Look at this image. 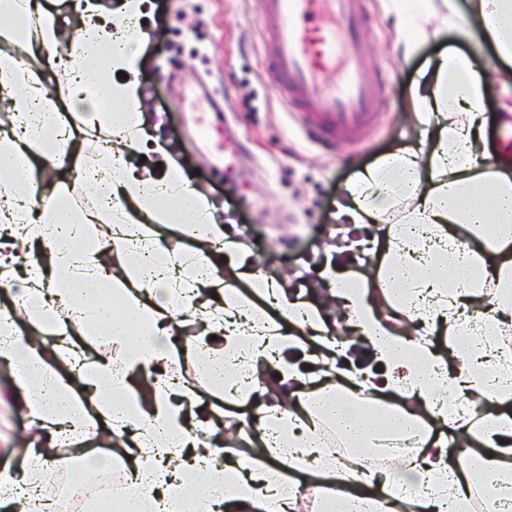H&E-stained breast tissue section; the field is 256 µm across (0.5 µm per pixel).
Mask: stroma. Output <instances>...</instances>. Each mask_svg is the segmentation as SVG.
<instances>
[{"instance_id":"obj_1","label":"stroma","mask_w":512,"mask_h":512,"mask_svg":"<svg viewBox=\"0 0 512 512\" xmlns=\"http://www.w3.org/2000/svg\"><path fill=\"white\" fill-rule=\"evenodd\" d=\"M256 0H165L149 4V39L136 43L144 121L224 214L231 237L250 259L288 278L291 292L316 306L329 335L345 333L340 310L329 301L326 259L357 278L373 277L385 240L378 224H346L339 215L345 186L379 156L411 148L413 91L431 62L455 51L488 69L486 43L464 38L479 20L472 0H454L455 21L420 43L412 57L397 46L391 0H368L361 38L370 79L383 89L380 117L352 143L324 147L310 140L270 81L268 50L257 22ZM512 106V81L490 74L479 113L489 153H499L500 114ZM224 148L216 164L211 145ZM16 371L0 365V470L24 469L23 441L33 428L11 397Z\"/></svg>"}]
</instances>
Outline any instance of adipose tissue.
<instances>
[{
	"label": "adipose tissue",
	"mask_w": 512,
	"mask_h": 512,
	"mask_svg": "<svg viewBox=\"0 0 512 512\" xmlns=\"http://www.w3.org/2000/svg\"><path fill=\"white\" fill-rule=\"evenodd\" d=\"M149 0H83L78 33L62 29L36 0H0V25L27 65L0 52V97L10 103L0 130V362L18 372L16 398L35 433L21 476L0 473V512H53L55 476L70 467L61 453L85 422L103 425L127 452L124 479L152 487L122 512H188L190 477H200L204 512H298L282 488L301 475L319 495L318 512H468L476 483L512 496V158L486 150L476 109L484 77L456 52L442 53L414 91L413 119L425 148L379 157L346 185L340 211L351 224L386 225L375 277L358 280L325 268L349 326L374 351L385 376L342 370L314 385L289 363L294 339L325 332L319 312L288 296L284 278L256 271L217 276L215 247L238 249L217 208L162 144L164 167H130L145 146L139 56L129 36ZM406 49L438 35L451 16L435 0H392ZM480 37L499 64L512 65V0H475ZM70 73L62 94L48 90L43 67ZM125 72L123 80L108 71ZM89 105L104 133L95 153L73 151L60 127L66 112ZM54 124H47L46 114ZM74 168L41 190L38 180ZM89 192L87 206H75ZM169 224L198 250L161 243L143 226ZM497 227L495 236L484 225ZM262 295L251 305L237 281ZM28 311L30 331L16 314ZM469 331L466 361L448 369L428 330ZM106 349L89 351L96 339ZM196 362L213 380L212 412L224 396L246 405L255 390L270 397L259 420L260 452L240 451V431L225 433L224 464L212 466L210 435L188 427L196 391L167 369ZM276 367L275 382L258 371ZM297 398L287 403L285 391ZM466 405L449 413V399ZM465 445L448 457L433 428ZM421 439L400 470L371 468L370 452ZM427 488L414 495L415 486Z\"/></svg>",
	"instance_id": "obj_1"
}]
</instances>
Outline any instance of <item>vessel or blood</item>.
<instances>
[{
    "label": "vessel or blood",
    "mask_w": 512,
    "mask_h": 512,
    "mask_svg": "<svg viewBox=\"0 0 512 512\" xmlns=\"http://www.w3.org/2000/svg\"><path fill=\"white\" fill-rule=\"evenodd\" d=\"M274 87L299 111L318 143L351 140L375 117L380 91L365 76L359 51L365 24L362 0H257ZM336 79H328L329 70Z\"/></svg>",
    "instance_id": "vessel-or-blood-1"
}]
</instances>
